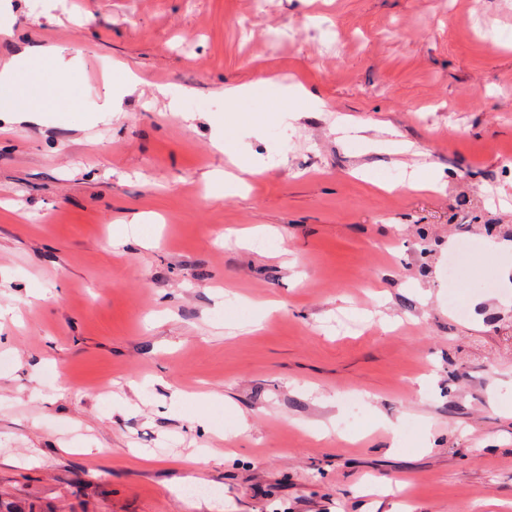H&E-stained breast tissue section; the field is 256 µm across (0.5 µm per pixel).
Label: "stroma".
I'll use <instances>...</instances> for the list:
<instances>
[{
  "instance_id": "stroma-1",
  "label": "stroma",
  "mask_w": 512,
  "mask_h": 512,
  "mask_svg": "<svg viewBox=\"0 0 512 512\" xmlns=\"http://www.w3.org/2000/svg\"><path fill=\"white\" fill-rule=\"evenodd\" d=\"M12 4L0 64L72 67L49 119L0 112V500L512 512V251L448 307L460 239L512 226V0ZM223 137L261 174L212 183ZM134 220L148 247L114 249ZM475 245L469 243H462L459 248L448 259V282L452 283V288L448 289V306L455 309L457 312L462 313L465 310L463 301L458 297L453 285L465 278L467 270L464 265L457 263L454 260L455 255L463 250L470 253L474 250Z\"/></svg>"
}]
</instances>
